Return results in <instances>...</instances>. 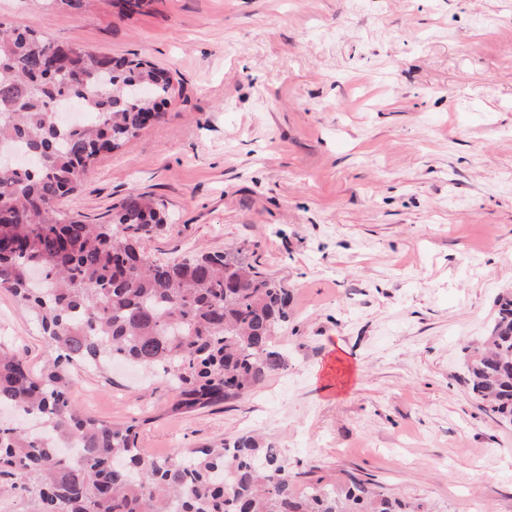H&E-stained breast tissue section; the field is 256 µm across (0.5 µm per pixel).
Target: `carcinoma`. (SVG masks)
Returning <instances> with one entry per match:
<instances>
[{
    "label": "carcinoma",
    "mask_w": 512,
    "mask_h": 512,
    "mask_svg": "<svg viewBox=\"0 0 512 512\" xmlns=\"http://www.w3.org/2000/svg\"><path fill=\"white\" fill-rule=\"evenodd\" d=\"M60 46L0 22V148L38 159L0 162V288L34 313L54 350L37 376L0 348V408L41 420L35 435L0 422V498L27 512H420L356 484L342 493L295 478L272 443L224 439L158 460L138 448L139 424L99 420L71 399L73 373L122 362L165 379L170 411L187 414L246 396L270 372L288 325V291L229 253L151 261L143 240L164 227L160 204L130 194L107 224L63 210L99 155L159 120L175 93L170 72L142 58L75 45L70 69L49 65ZM45 266L41 286L25 278ZM467 370L479 407L512 422V293L498 297ZM75 441L78 454L57 444Z\"/></svg>",
    "instance_id": "carcinoma-1"
}]
</instances>
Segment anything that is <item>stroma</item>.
<instances>
[{"mask_svg": "<svg viewBox=\"0 0 512 512\" xmlns=\"http://www.w3.org/2000/svg\"><path fill=\"white\" fill-rule=\"evenodd\" d=\"M0 21L181 83L64 209L103 224L150 195L169 227L145 254L237 253L289 292L286 367L247 396L174 415L167 382L115 366L75 373L83 410L140 419L150 457L254 432L300 489L512 512V424L464 367L512 289V0H0ZM0 342L49 357L1 288Z\"/></svg>", "mask_w": 512, "mask_h": 512, "instance_id": "stroma-1", "label": "stroma"}]
</instances>
